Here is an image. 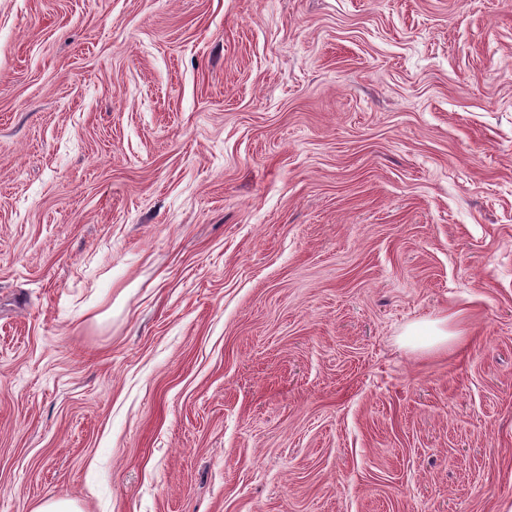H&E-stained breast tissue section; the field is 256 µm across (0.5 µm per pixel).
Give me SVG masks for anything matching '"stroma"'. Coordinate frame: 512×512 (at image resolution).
Returning <instances> with one entry per match:
<instances>
[{
	"label": "stroma",
	"mask_w": 512,
	"mask_h": 512,
	"mask_svg": "<svg viewBox=\"0 0 512 512\" xmlns=\"http://www.w3.org/2000/svg\"><path fill=\"white\" fill-rule=\"evenodd\" d=\"M55 496L512 512V0H0V512ZM438 326L434 328V334L431 336H435L433 339L429 341L421 340L418 336H426L425 333V325L423 323H416L410 326L404 336H409L410 342L414 348L419 349H434L441 347H448L449 342H453L457 339V333L448 331V321L447 319H441L436 322Z\"/></svg>",
	"instance_id": "obj_1"
}]
</instances>
